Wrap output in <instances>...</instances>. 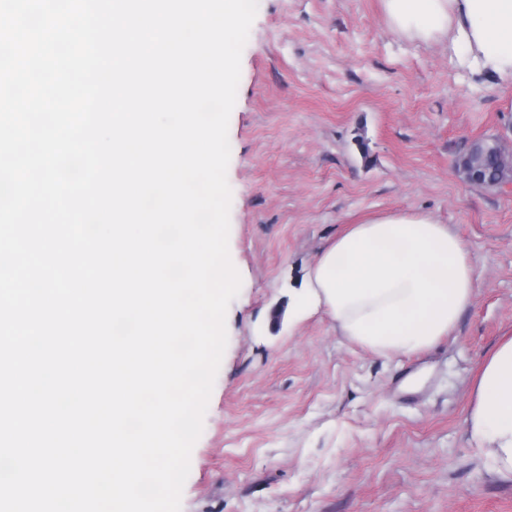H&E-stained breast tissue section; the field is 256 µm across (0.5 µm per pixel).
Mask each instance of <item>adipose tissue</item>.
Instances as JSON below:
<instances>
[{
    "label": "adipose tissue",
    "instance_id": "obj_1",
    "mask_svg": "<svg viewBox=\"0 0 512 512\" xmlns=\"http://www.w3.org/2000/svg\"><path fill=\"white\" fill-rule=\"evenodd\" d=\"M389 26L411 40H444L476 76L512 82V0H382ZM469 251L427 214L395 213L350 225L309 270L302 298L349 341L379 354L426 350L472 304ZM468 443L495 476L512 479V337L478 375Z\"/></svg>",
    "mask_w": 512,
    "mask_h": 512
}]
</instances>
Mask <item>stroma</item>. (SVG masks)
I'll return each instance as SVG.
<instances>
[{
  "label": "stroma",
  "instance_id": "stroma-1",
  "mask_svg": "<svg viewBox=\"0 0 512 512\" xmlns=\"http://www.w3.org/2000/svg\"><path fill=\"white\" fill-rule=\"evenodd\" d=\"M489 136L512 141V85L400 36L382 0H258L228 127L242 285L182 512H512L467 438L478 371L512 336V186L457 167ZM397 211L467 245L473 303L448 336L387 356L325 313L289 317L330 241Z\"/></svg>",
  "mask_w": 512,
  "mask_h": 512
}]
</instances>
